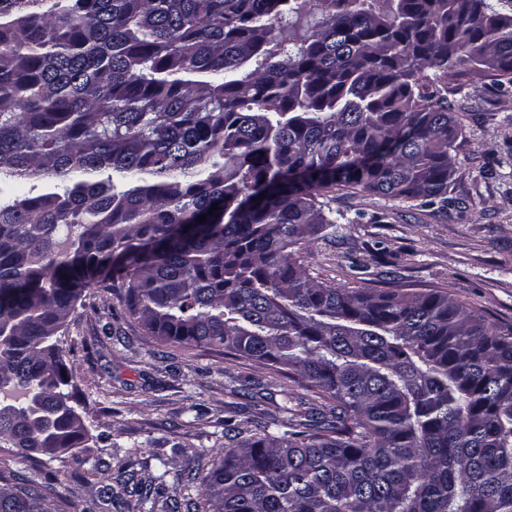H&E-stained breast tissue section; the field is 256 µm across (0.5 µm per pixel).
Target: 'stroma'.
Returning a JSON list of instances; mask_svg holds the SVG:
<instances>
[{"label":"stroma","instance_id":"35a3bbf8","mask_svg":"<svg viewBox=\"0 0 512 512\" xmlns=\"http://www.w3.org/2000/svg\"><path fill=\"white\" fill-rule=\"evenodd\" d=\"M428 89L447 100L460 127L447 208L337 192L331 207L342 236L315 240L304 265L337 286L442 289L487 322L512 324V86L502 92L490 75L466 71ZM57 340L96 442L10 467L24 486L52 478L66 512H169L171 501H198L187 474L216 461L230 409L282 420L284 393L306 394L286 374L222 348L160 342L96 287ZM123 477L158 492L143 503L103 502L101 487Z\"/></svg>","mask_w":512,"mask_h":512}]
</instances>
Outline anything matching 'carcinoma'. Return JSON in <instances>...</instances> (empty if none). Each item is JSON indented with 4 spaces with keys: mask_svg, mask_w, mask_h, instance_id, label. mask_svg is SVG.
Masks as SVG:
<instances>
[{
    "mask_svg": "<svg viewBox=\"0 0 512 512\" xmlns=\"http://www.w3.org/2000/svg\"><path fill=\"white\" fill-rule=\"evenodd\" d=\"M379 2L0 3V448L88 447L55 336L96 285L330 401L247 432L231 410L205 512H512V325L304 266L339 190L448 206L457 120L427 83L512 84V0ZM14 480L0 512H64Z\"/></svg>",
    "mask_w": 512,
    "mask_h": 512,
    "instance_id": "obj_1",
    "label": "carcinoma"
}]
</instances>
